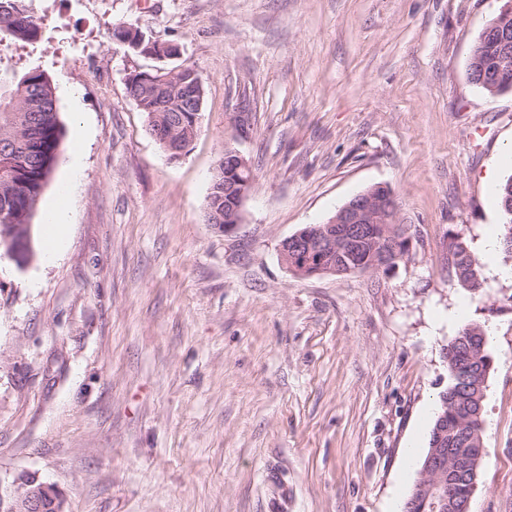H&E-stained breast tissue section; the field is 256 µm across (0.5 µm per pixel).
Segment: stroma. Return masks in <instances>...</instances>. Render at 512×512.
<instances>
[{
  "mask_svg": "<svg viewBox=\"0 0 512 512\" xmlns=\"http://www.w3.org/2000/svg\"><path fill=\"white\" fill-rule=\"evenodd\" d=\"M58 90L60 162L25 246L0 250V499L20 477L68 512H403L445 350L493 357L472 512H512V278L480 296L449 263L499 233L512 92L467 79L501 0H28ZM122 22L179 47L202 124L171 158L126 90L156 61ZM84 126L63 252L41 229ZM254 176L231 234L204 205L225 149ZM409 249L387 271L294 275L284 239L375 184ZM467 305L462 320L450 311Z\"/></svg>",
  "mask_w": 512,
  "mask_h": 512,
  "instance_id": "obj_1",
  "label": "stroma"
}]
</instances>
